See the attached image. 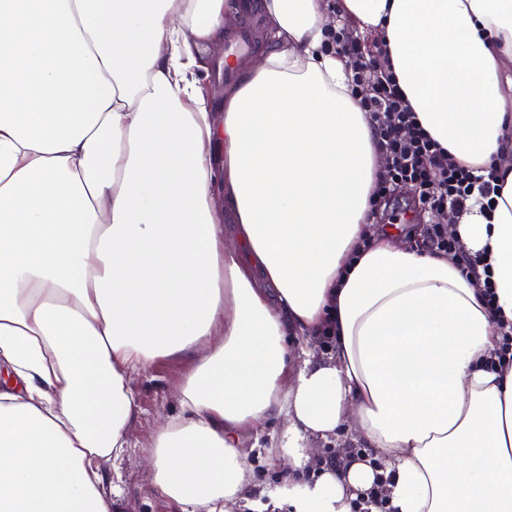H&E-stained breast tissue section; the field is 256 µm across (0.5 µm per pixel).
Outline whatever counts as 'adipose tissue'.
<instances>
[{"label": "adipose tissue", "mask_w": 512, "mask_h": 512, "mask_svg": "<svg viewBox=\"0 0 512 512\" xmlns=\"http://www.w3.org/2000/svg\"><path fill=\"white\" fill-rule=\"evenodd\" d=\"M251 7L270 38L215 112L224 0H0V512H115L131 383L185 355L147 450L179 512L257 496L250 446L287 459L294 512H352L382 469L389 512H512V0ZM338 19L379 33L433 140L495 171L448 227L473 269L374 224L384 158ZM345 426L365 456L307 483L304 442Z\"/></svg>", "instance_id": "adipose-tissue-1"}]
</instances>
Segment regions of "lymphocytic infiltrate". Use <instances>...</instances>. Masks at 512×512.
Segmentation results:
<instances>
[{"instance_id": "1", "label": "lymphocytic infiltrate", "mask_w": 512, "mask_h": 512, "mask_svg": "<svg viewBox=\"0 0 512 512\" xmlns=\"http://www.w3.org/2000/svg\"><path fill=\"white\" fill-rule=\"evenodd\" d=\"M329 41L355 71L360 108L372 121L385 155L376 202H383L397 187H414L419 204L438 218L428 230V246L457 253L458 244L449 238L442 219L468 209L472 198L492 199L497 191L493 175L476 174L474 168L455 162L421 128L398 86L382 43L364 49L360 39L342 27L331 32Z\"/></svg>"}]
</instances>
